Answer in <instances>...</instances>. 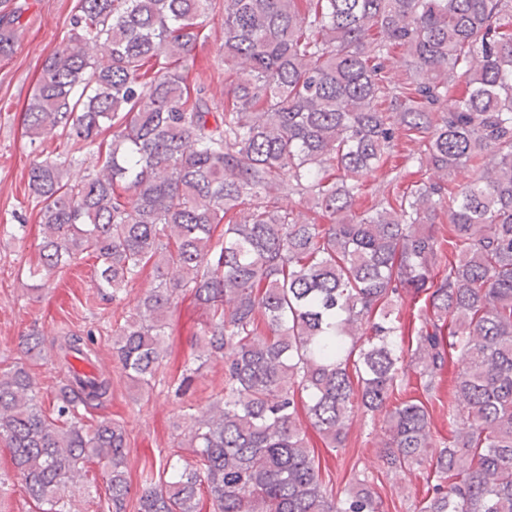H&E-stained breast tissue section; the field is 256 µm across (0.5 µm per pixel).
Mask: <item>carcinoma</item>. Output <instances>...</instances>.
Listing matches in <instances>:
<instances>
[{
    "label": "carcinoma",
    "instance_id": "1",
    "mask_svg": "<svg viewBox=\"0 0 512 512\" xmlns=\"http://www.w3.org/2000/svg\"><path fill=\"white\" fill-rule=\"evenodd\" d=\"M26 10L0 0L1 58ZM208 18L235 74L222 104L188 81ZM70 26L23 118L31 142L65 139L26 174L42 226L30 287L86 253L116 300L151 267L112 336L141 390L187 295L207 311L196 360L224 356V390L179 442L196 462L143 471L137 512H202L205 494L212 512H384L358 463L343 494L327 489L308 434L334 451L378 414L386 472L426 474L413 512H512V0H74ZM404 138L409 167L394 163ZM92 155L98 171L72 178ZM380 169L392 177L355 210ZM285 182L313 220L281 204ZM44 345L33 330L21 352ZM59 350L50 417L23 363L0 370V443L40 512H72L91 460L125 512L124 426L84 422L111 382L72 370L92 362L89 337ZM449 370L439 437L428 404ZM412 372L421 397L388 407Z\"/></svg>",
    "mask_w": 512,
    "mask_h": 512
}]
</instances>
